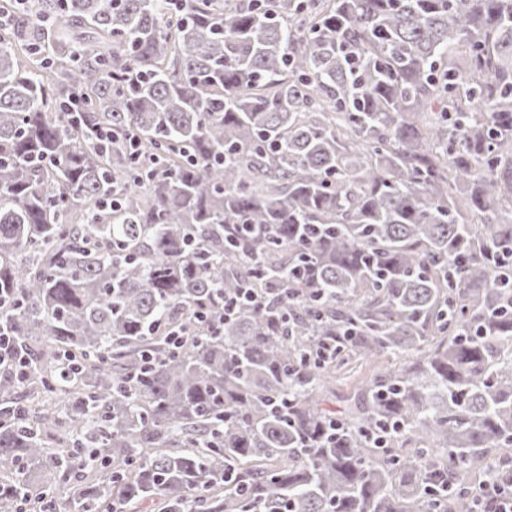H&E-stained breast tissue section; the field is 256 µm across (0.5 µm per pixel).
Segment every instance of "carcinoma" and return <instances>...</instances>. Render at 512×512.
<instances>
[{
    "label": "carcinoma",
    "instance_id": "obj_1",
    "mask_svg": "<svg viewBox=\"0 0 512 512\" xmlns=\"http://www.w3.org/2000/svg\"><path fill=\"white\" fill-rule=\"evenodd\" d=\"M1 288L0 512H472L512 448V0H25ZM404 360L396 355H383L373 361L357 364L355 371L347 379L336 381V397L330 401V405L340 410L351 403L353 395L362 385V381L378 371L393 370L398 368ZM349 399V401H346Z\"/></svg>",
    "mask_w": 512,
    "mask_h": 512
}]
</instances>
